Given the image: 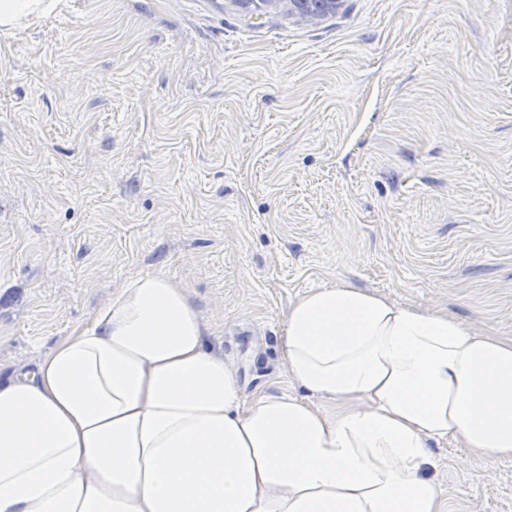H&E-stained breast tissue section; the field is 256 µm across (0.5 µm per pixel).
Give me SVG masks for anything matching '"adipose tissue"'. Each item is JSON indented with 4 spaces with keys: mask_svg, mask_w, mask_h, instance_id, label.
Returning <instances> with one entry per match:
<instances>
[{
    "mask_svg": "<svg viewBox=\"0 0 512 512\" xmlns=\"http://www.w3.org/2000/svg\"><path fill=\"white\" fill-rule=\"evenodd\" d=\"M205 343L187 290L144 276L0 382V512H446L429 442L512 459V336L318 288L281 349L301 395L248 398Z\"/></svg>",
    "mask_w": 512,
    "mask_h": 512,
    "instance_id": "ef3b65f1",
    "label": "adipose tissue"
}]
</instances>
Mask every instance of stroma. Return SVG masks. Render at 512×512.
<instances>
[{
	"label": "stroma",
	"mask_w": 512,
	"mask_h": 512,
	"mask_svg": "<svg viewBox=\"0 0 512 512\" xmlns=\"http://www.w3.org/2000/svg\"><path fill=\"white\" fill-rule=\"evenodd\" d=\"M158 273L247 398L298 393L281 343L316 288L512 336V0H60L0 28V378ZM429 452L448 512H512V460ZM288 2V14L299 21L306 23H318L331 13H335L343 0H264L265 3L274 5L279 2Z\"/></svg>",
	"instance_id": "stroma-1"
}]
</instances>
